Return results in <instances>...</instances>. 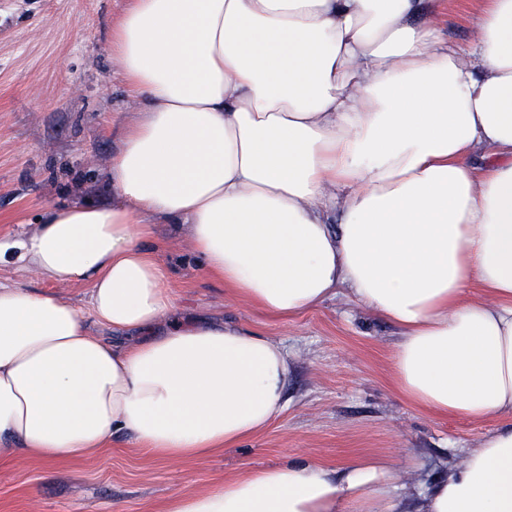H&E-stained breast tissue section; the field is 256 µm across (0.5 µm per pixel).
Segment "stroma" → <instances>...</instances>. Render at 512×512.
<instances>
[{"label":"stroma","instance_id":"35a3bbf8","mask_svg":"<svg viewBox=\"0 0 512 512\" xmlns=\"http://www.w3.org/2000/svg\"><path fill=\"white\" fill-rule=\"evenodd\" d=\"M438 23L465 50L474 0H447ZM127 0H0V233L23 232L51 205L108 204L107 158L131 119L126 86L108 42ZM181 315L227 318L280 340L294 359L281 414L261 434L220 453L166 461L112 439L111 452L79 462L0 464V512H161L241 470L312 457L332 467L384 458L418 482L444 477L462 448L476 447L494 419L471 421L418 409L392 387L396 326L337 298L278 320L224 296L199 261L170 242Z\"/></svg>","mask_w":512,"mask_h":512}]
</instances>
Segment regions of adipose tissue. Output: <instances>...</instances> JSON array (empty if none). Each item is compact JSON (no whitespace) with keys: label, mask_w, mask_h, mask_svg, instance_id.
I'll return each instance as SVG.
<instances>
[{"label":"adipose tissue","mask_w":512,"mask_h":512,"mask_svg":"<svg viewBox=\"0 0 512 512\" xmlns=\"http://www.w3.org/2000/svg\"><path fill=\"white\" fill-rule=\"evenodd\" d=\"M424 0H128L112 61L136 103L108 205L46 208L0 266V462L207 456L279 414L292 359L233 321L174 319L157 227L235 301L290 317L338 288L398 327L393 386L502 424L425 490L379 457L246 469L162 512H512V0L472 50ZM339 224H332V217ZM478 296L467 297L471 285ZM0 279L2 282H19L31 288H56L64 296L69 297L72 301L81 305L87 297L88 285H72V286H52L44 283L34 275H23L19 272H14L11 268L1 267Z\"/></svg>","instance_id":"ef3b65f1"}]
</instances>
